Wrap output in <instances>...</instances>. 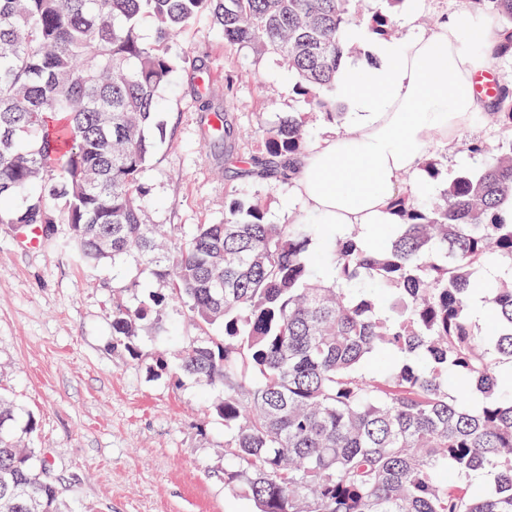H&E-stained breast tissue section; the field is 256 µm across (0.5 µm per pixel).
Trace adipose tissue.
<instances>
[{
    "label": "adipose tissue",
    "instance_id": "ef3b65f1",
    "mask_svg": "<svg viewBox=\"0 0 512 512\" xmlns=\"http://www.w3.org/2000/svg\"><path fill=\"white\" fill-rule=\"evenodd\" d=\"M499 38L495 20L476 25L459 15L400 40L351 27L347 41L367 49L337 73L348 128L309 148L293 179L313 223L340 236L359 230L362 244L374 247L404 177L422 174L429 134L451 140L482 109L474 79Z\"/></svg>",
    "mask_w": 512,
    "mask_h": 512
}]
</instances>
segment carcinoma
I'll return each mask as SVG.
<instances>
[{"label": "carcinoma", "mask_w": 512, "mask_h": 512, "mask_svg": "<svg viewBox=\"0 0 512 512\" xmlns=\"http://www.w3.org/2000/svg\"><path fill=\"white\" fill-rule=\"evenodd\" d=\"M366 23L384 38L406 0H382ZM490 11L512 60V0ZM208 12L231 46L288 67L306 112L263 128L260 155L235 148L216 114L213 135L235 174L291 179L307 148L309 113L345 117L336 93L356 0H0V223L70 225L57 248L78 264L110 259L145 269L168 292L112 310V347L135 353L143 324L183 305L219 336H198L179 370L222 390L230 463L224 485L257 512H512V85L484 98L497 144L442 191L395 205L387 246L358 231L271 224L259 201H230L222 224L171 241L143 222L141 176L153 156L161 92L187 56L169 44ZM151 23L154 39L140 37ZM507 262L487 280L485 262ZM492 323L478 329L473 297ZM20 409L0 398V512H61L34 448L21 447Z\"/></svg>", "instance_id": "1"}]
</instances>
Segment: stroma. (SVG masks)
I'll return each mask as SVG.
<instances>
[{
    "label": "stroma",
    "instance_id": "stroma-1",
    "mask_svg": "<svg viewBox=\"0 0 512 512\" xmlns=\"http://www.w3.org/2000/svg\"><path fill=\"white\" fill-rule=\"evenodd\" d=\"M466 12V0H413L395 21L403 36ZM171 48L188 51L191 63L162 94L165 135L142 179L144 222L185 239L197 225L223 223L231 200L257 198L270 223L306 217L288 182L266 186L228 172L210 129L215 113L226 114L238 152L250 155L263 126L304 111L281 61L231 48L206 13ZM497 137L481 118L452 141L430 135L440 174L427 198L474 165L470 141ZM18 237L0 224V396L32 419L23 441L43 452L62 512H254L224 487V423L211 412L218 390L170 363L202 333L185 309L169 306L145 325L135 353L112 347L113 301L136 307L165 283L108 260L80 267L48 245L23 249Z\"/></svg>",
    "mask_w": 512,
    "mask_h": 512
}]
</instances>
